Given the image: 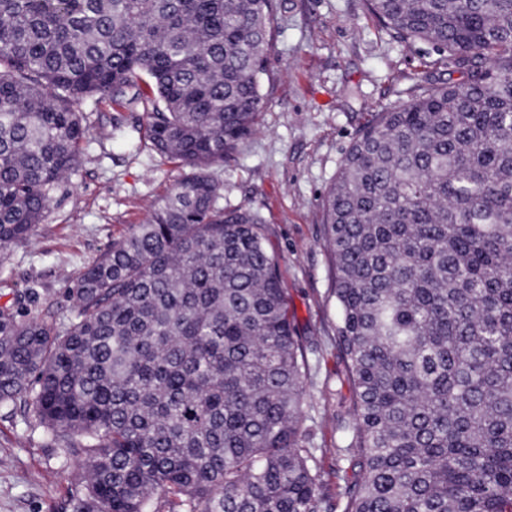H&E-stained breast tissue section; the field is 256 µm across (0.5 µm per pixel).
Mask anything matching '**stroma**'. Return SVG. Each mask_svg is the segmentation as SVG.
<instances>
[{
    "label": "stroma",
    "instance_id": "stroma-1",
    "mask_svg": "<svg viewBox=\"0 0 512 512\" xmlns=\"http://www.w3.org/2000/svg\"><path fill=\"white\" fill-rule=\"evenodd\" d=\"M427 75L446 78L439 54L391 39L365 0H277L260 126L232 160L211 170L222 185L221 206L263 218L290 309L313 345L306 424L330 491L345 467L333 449L343 441L339 404L351 392L334 339L338 306L322 200L358 129ZM81 109L89 115L92 160L60 183L36 233L0 259V296L32 289L39 308L62 315L73 307L72 277L142 223L184 174L145 139L143 109L87 102ZM29 415L26 407L0 413V512H71L79 467L27 430Z\"/></svg>",
    "mask_w": 512,
    "mask_h": 512
}]
</instances>
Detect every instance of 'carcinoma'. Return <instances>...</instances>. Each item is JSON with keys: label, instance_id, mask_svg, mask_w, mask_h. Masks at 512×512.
Returning a JSON list of instances; mask_svg holds the SVG:
<instances>
[{"label": "carcinoma", "instance_id": "obj_1", "mask_svg": "<svg viewBox=\"0 0 512 512\" xmlns=\"http://www.w3.org/2000/svg\"><path fill=\"white\" fill-rule=\"evenodd\" d=\"M274 2L0 0L1 254L82 164L86 99L147 108L189 169L69 315L0 305V412L80 461L72 512H512V0H366L448 79L374 113L324 196L353 394L334 498L278 256L208 174L258 128Z\"/></svg>", "mask_w": 512, "mask_h": 512}]
</instances>
